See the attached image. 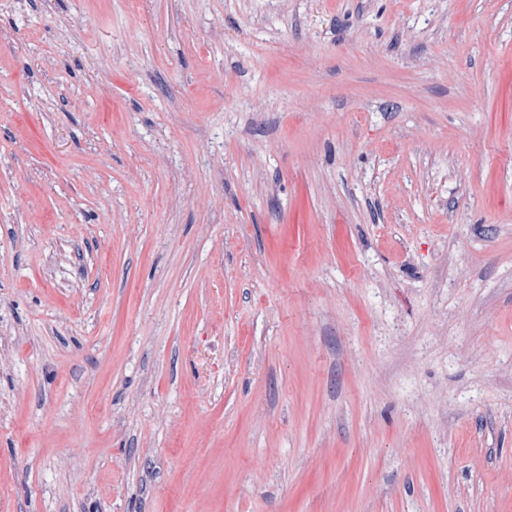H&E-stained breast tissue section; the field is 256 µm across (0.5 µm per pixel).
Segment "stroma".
<instances>
[{"instance_id": "35a3bbf8", "label": "stroma", "mask_w": 512, "mask_h": 512, "mask_svg": "<svg viewBox=\"0 0 512 512\" xmlns=\"http://www.w3.org/2000/svg\"><path fill=\"white\" fill-rule=\"evenodd\" d=\"M0 512H512V0L1 6Z\"/></svg>"}]
</instances>
